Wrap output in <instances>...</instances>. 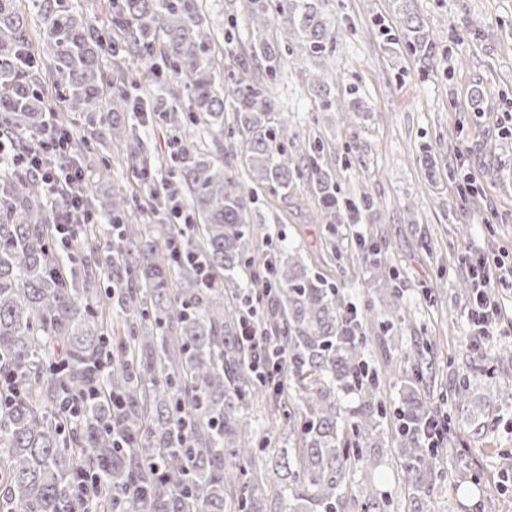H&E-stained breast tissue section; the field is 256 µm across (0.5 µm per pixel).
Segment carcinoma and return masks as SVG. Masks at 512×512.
Listing matches in <instances>:
<instances>
[{
	"instance_id": "obj_1",
	"label": "carcinoma",
	"mask_w": 512,
	"mask_h": 512,
	"mask_svg": "<svg viewBox=\"0 0 512 512\" xmlns=\"http://www.w3.org/2000/svg\"><path fill=\"white\" fill-rule=\"evenodd\" d=\"M39 7L55 95L101 139L119 135L142 102L179 144L175 180L155 200L165 205L164 193L176 192L200 223L163 224L154 235L131 222L123 187L89 191L90 207L116 226L112 252L93 256L111 272L104 296L128 327L114 348L91 321L96 277L79 272L50 231L42 182L23 169L0 175V377L9 376L13 389L0 406V512H103L127 487L144 489L128 499V512H267L261 487L269 472L288 512H344L349 498L361 512H389L377 492L385 441L380 377L365 354L375 307L346 300L298 252L262 250L269 237L252 217L258 190L286 201L306 182L311 221L334 233L343 220L336 146L300 137L269 94V81L285 67L332 57L338 28L323 0H243L248 29L263 32L277 20L282 31L243 50L230 85L203 0H115L120 42L108 60L84 16L58 9L57 0ZM403 39L412 53L427 44L410 13ZM29 42L16 0H0V132L24 150L43 129L49 94ZM128 57L144 64L134 92ZM310 83L318 111H334L330 87L316 74ZM228 105L247 181L226 171ZM125 158L139 173L155 165L133 128ZM365 260L391 302L380 325L386 333L405 314L403 295L386 255L369 247ZM249 314L288 356L283 373L253 366L239 337ZM423 379L418 368L405 379L391 435L415 512L439 465L438 449L422 436L429 417ZM89 392L79 416H67L64 405ZM263 393L286 409L288 440L279 447L255 442L250 406ZM345 394L355 397L349 408ZM114 395L123 400L115 416ZM114 425L126 437L123 448L113 447ZM87 474L99 481L90 494L80 485Z\"/></svg>"
}]
</instances>
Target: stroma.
<instances>
[{"label":"stroma","mask_w":512,"mask_h":512,"mask_svg":"<svg viewBox=\"0 0 512 512\" xmlns=\"http://www.w3.org/2000/svg\"><path fill=\"white\" fill-rule=\"evenodd\" d=\"M242 0H205L207 21L223 38L224 74L232 76L242 44L228 40L244 24ZM340 36L330 66L308 61L284 69L273 90L300 135L315 134L336 146L341 200L362 206L357 230L308 223L314 207L307 184L292 202L259 194L252 205L274 244L299 250L306 264L361 303L368 288L377 310L389 300L369 289L371 272L358 256L357 235L381 245L389 271L409 311L396 323L388 347L369 341L368 360L384 372L388 410L402 401L409 370L407 352L424 347L421 393L429 410L448 417L457 434L439 454L443 473L424 512H512V496L497 489L500 470L512 464V360L494 365L489 350L512 349V335L493 336L473 347L465 315L469 300L457 284L465 259L479 244L512 263V0H326ZM414 13L429 34L431 53H411L398 21ZM323 73L336 98L333 112L318 114L310 92L312 74ZM500 95L482 104L488 119L471 110L479 86ZM431 147L435 167L422 159ZM116 139L84 148L82 165L95 191L119 185L146 227L162 223L151 214L150 194L123 160ZM336 251H328V238ZM470 376L464 404L448 399L457 373ZM380 494L391 512H410L411 495L398 451L385 450Z\"/></svg>","instance_id":"1"}]
</instances>
